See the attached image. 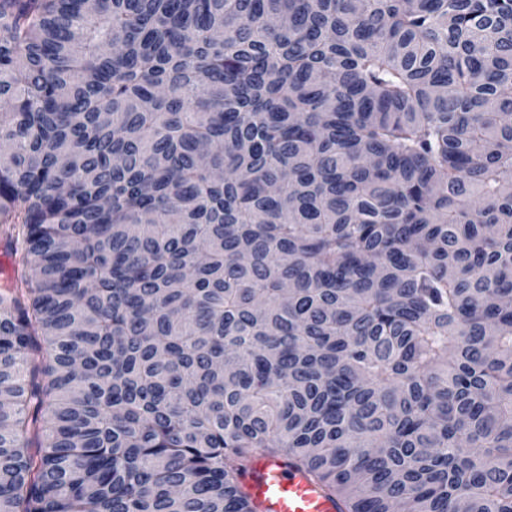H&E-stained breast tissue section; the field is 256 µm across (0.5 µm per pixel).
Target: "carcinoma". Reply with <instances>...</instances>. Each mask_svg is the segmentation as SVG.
I'll list each match as a JSON object with an SVG mask.
<instances>
[{"label":"carcinoma","instance_id":"obj_1","mask_svg":"<svg viewBox=\"0 0 512 512\" xmlns=\"http://www.w3.org/2000/svg\"><path fill=\"white\" fill-rule=\"evenodd\" d=\"M0 512H512V0H0ZM259 512H345L306 473L286 465L282 458H260L246 476Z\"/></svg>","mask_w":512,"mask_h":512}]
</instances>
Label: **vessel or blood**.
Returning a JSON list of instances; mask_svg holds the SVG:
<instances>
[{
    "instance_id": "vessel-or-blood-1",
    "label": "vessel or blood",
    "mask_w": 512,
    "mask_h": 512,
    "mask_svg": "<svg viewBox=\"0 0 512 512\" xmlns=\"http://www.w3.org/2000/svg\"><path fill=\"white\" fill-rule=\"evenodd\" d=\"M246 484L260 512H344L339 500L281 458L258 459Z\"/></svg>"
}]
</instances>
